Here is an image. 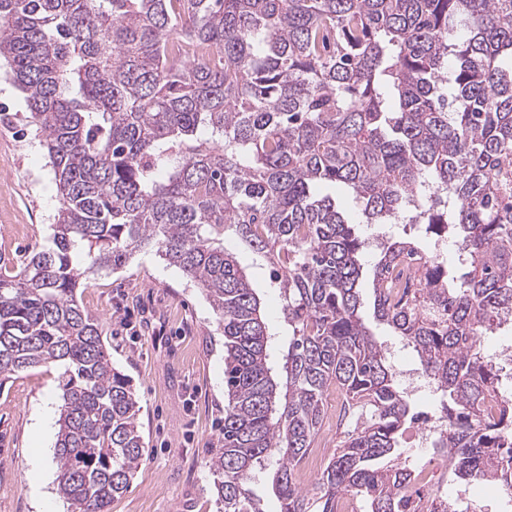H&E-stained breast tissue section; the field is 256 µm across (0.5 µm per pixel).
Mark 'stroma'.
Wrapping results in <instances>:
<instances>
[{"label": "stroma", "instance_id": "stroma-1", "mask_svg": "<svg viewBox=\"0 0 512 512\" xmlns=\"http://www.w3.org/2000/svg\"><path fill=\"white\" fill-rule=\"evenodd\" d=\"M0 64V254L40 251L59 208L54 173L23 95ZM79 302L97 316L114 367L139 401L145 456L110 512H217L208 459L224 417V338L200 289L178 268L140 253L123 269L91 276ZM62 365L0 380V512H71L56 490L57 424L37 432L47 399H59ZM40 449L43 474L31 467Z\"/></svg>", "mask_w": 512, "mask_h": 512}]
</instances>
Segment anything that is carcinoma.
I'll list each match as a JSON object with an SVG mask.
<instances>
[{"label":"carcinoma","instance_id":"carcinoma-1","mask_svg":"<svg viewBox=\"0 0 512 512\" xmlns=\"http://www.w3.org/2000/svg\"><path fill=\"white\" fill-rule=\"evenodd\" d=\"M0 59L60 193L49 245L0 271V375L65 365L57 491L109 512L144 442L131 381L77 299L153 252L197 284L224 336V424L208 467L220 512H414L401 440L419 412L362 313L367 224L445 228L433 260L391 236L373 317L441 392L437 453L459 484L508 481L512 390L483 343L512 324V0H0ZM267 263L266 301L226 246ZM336 449L298 472L330 387ZM226 245L237 253L241 263L251 268L257 288H263L264 294H266L269 299L268 317L274 324L278 323L277 321L280 317V302L275 288L270 286L268 275L265 273L266 270H260L256 267V257L252 250L236 238L229 236Z\"/></svg>","mask_w":512,"mask_h":512}]
</instances>
